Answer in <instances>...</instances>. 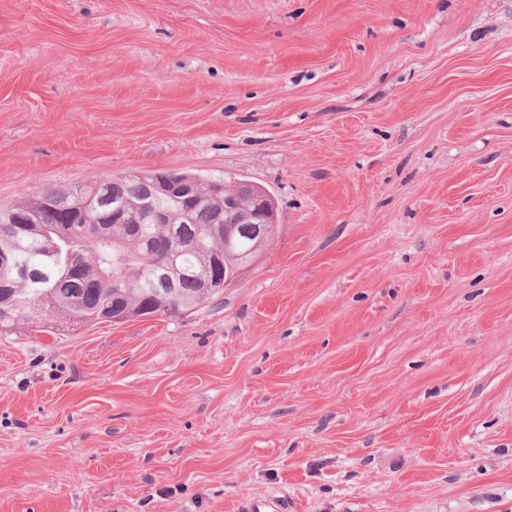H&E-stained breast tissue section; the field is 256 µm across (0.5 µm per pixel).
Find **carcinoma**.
Returning <instances> with one entry per match:
<instances>
[{"label": "carcinoma", "instance_id": "cac0c4a2", "mask_svg": "<svg viewBox=\"0 0 512 512\" xmlns=\"http://www.w3.org/2000/svg\"><path fill=\"white\" fill-rule=\"evenodd\" d=\"M171 180H193L208 197L173 213L177 238L170 237L165 224L107 222L114 203L137 205L155 197L152 177L133 173L111 178L110 186L97 194L90 209H76V195L63 189L50 188L38 198L6 209L0 208V252L10 253L14 263L27 270V278L0 271V329L30 321L31 304L43 301L59 304L63 321L79 318L85 323H99L114 316L126 315L133 309L140 315H160L154 307L149 288H118L113 280V246L122 239L132 240L129 246L128 272L145 282L156 262L176 256L179 273L176 288L182 297L200 298L204 303L212 296L204 292L201 272L211 263L213 242L206 231L214 224L224 223V185L221 177L201 178L166 170ZM21 224L33 226L32 232L18 229ZM62 224H78L80 231L57 241L58 251L43 249L44 241L55 236ZM85 254L96 262L99 272L79 275L67 266L74 255Z\"/></svg>", "mask_w": 512, "mask_h": 512}]
</instances>
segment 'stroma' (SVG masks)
<instances>
[{
    "label": "stroma",
    "mask_w": 512,
    "mask_h": 512,
    "mask_svg": "<svg viewBox=\"0 0 512 512\" xmlns=\"http://www.w3.org/2000/svg\"><path fill=\"white\" fill-rule=\"evenodd\" d=\"M155 170L276 233L0 331V512H512V0H0V207ZM288 496L280 492L267 493L263 497L250 499L244 506L245 512H288Z\"/></svg>",
    "instance_id": "1"
}]
</instances>
